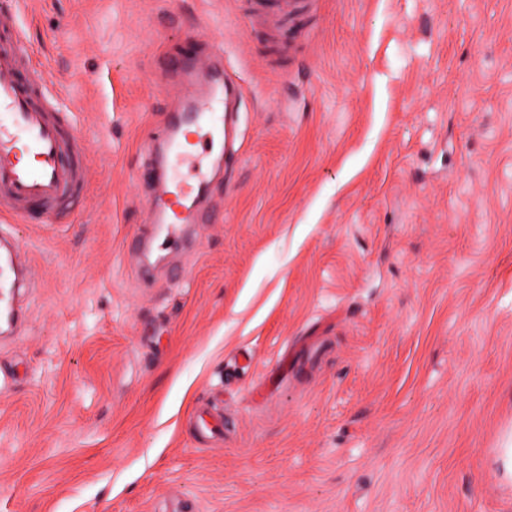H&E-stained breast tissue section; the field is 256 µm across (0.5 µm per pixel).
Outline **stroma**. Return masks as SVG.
I'll return each mask as SVG.
<instances>
[{
	"instance_id": "stroma-1",
	"label": "stroma",
	"mask_w": 512,
	"mask_h": 512,
	"mask_svg": "<svg viewBox=\"0 0 512 512\" xmlns=\"http://www.w3.org/2000/svg\"><path fill=\"white\" fill-rule=\"evenodd\" d=\"M296 4L18 0L90 172L8 227L0 512H512V0ZM210 40L236 151L182 248L139 172ZM29 269L22 263L18 246L12 250L0 245V321L9 326L21 322L17 295L22 288L21 273Z\"/></svg>"
}]
</instances>
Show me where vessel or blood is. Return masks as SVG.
<instances>
[{
    "label": "vessel or blood",
    "mask_w": 512,
    "mask_h": 512,
    "mask_svg": "<svg viewBox=\"0 0 512 512\" xmlns=\"http://www.w3.org/2000/svg\"><path fill=\"white\" fill-rule=\"evenodd\" d=\"M27 56L21 21L13 0L0 6V213L27 221L38 216L54 218L56 205L87 182V148L64 126L59 110L46 107L59 92L53 76L42 66H25ZM172 70L186 74L182 85L187 102L166 121L158 159L149 170L155 186L148 208L154 223L173 224L180 208L196 201L208 183L196 177L195 186L174 181L178 166H193L197 156L182 142L184 127L198 121L215 104L226 116L238 110V85L230 77L215 78L197 63L173 61ZM24 265L19 249L0 245V320L18 324L17 305Z\"/></svg>",
    "instance_id": "obj_1"
}]
</instances>
